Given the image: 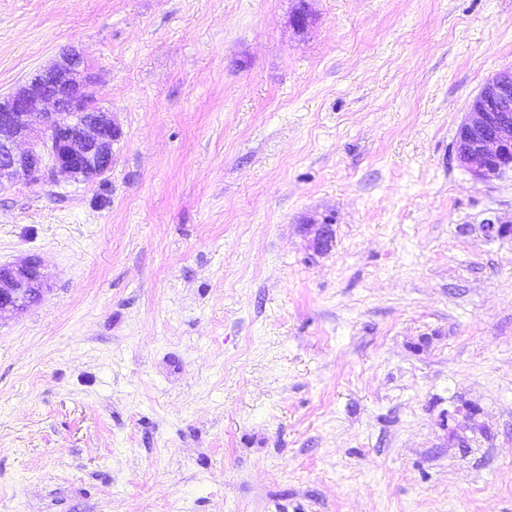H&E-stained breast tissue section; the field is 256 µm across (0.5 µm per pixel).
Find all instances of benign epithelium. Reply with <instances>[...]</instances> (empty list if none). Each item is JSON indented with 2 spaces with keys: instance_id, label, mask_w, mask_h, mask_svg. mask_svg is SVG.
<instances>
[{
  "instance_id": "1",
  "label": "benign epithelium",
  "mask_w": 512,
  "mask_h": 512,
  "mask_svg": "<svg viewBox=\"0 0 512 512\" xmlns=\"http://www.w3.org/2000/svg\"><path fill=\"white\" fill-rule=\"evenodd\" d=\"M94 86L84 55L71 50L36 70L18 91L0 97V190L20 177L37 182L62 174L91 181L106 173L119 129L92 104ZM456 158L482 182L512 170V68L492 75L469 102L456 131ZM311 228L315 250H328L330 225ZM481 230L493 239L511 234L512 225L495 216ZM45 287L37 257L0 265V318L36 305Z\"/></svg>"
}]
</instances>
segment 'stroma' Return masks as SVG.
<instances>
[{
  "mask_svg": "<svg viewBox=\"0 0 512 512\" xmlns=\"http://www.w3.org/2000/svg\"><path fill=\"white\" fill-rule=\"evenodd\" d=\"M67 48L121 134L0 191V512H512V0H0V93ZM456 158L482 182L512 170V68L492 75L469 102L456 131ZM45 287L44 267L37 257L0 265V318L36 305L47 289Z\"/></svg>",
  "mask_w": 512,
  "mask_h": 512,
  "instance_id": "35a3bbf8",
  "label": "stroma"
}]
</instances>
